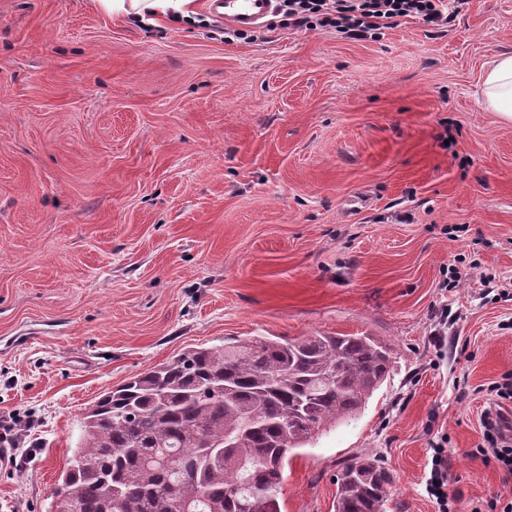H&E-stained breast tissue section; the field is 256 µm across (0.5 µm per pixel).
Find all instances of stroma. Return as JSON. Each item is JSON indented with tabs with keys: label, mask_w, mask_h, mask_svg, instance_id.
Wrapping results in <instances>:
<instances>
[{
	"label": "stroma",
	"mask_w": 512,
	"mask_h": 512,
	"mask_svg": "<svg viewBox=\"0 0 512 512\" xmlns=\"http://www.w3.org/2000/svg\"><path fill=\"white\" fill-rule=\"evenodd\" d=\"M116 20L94 0H0V512H48L87 408L192 347L369 334L394 367L365 409L296 449L284 512H334L369 455L389 512L512 502L478 455L486 388L512 374V123L483 74L512 0L373 38ZM462 278L444 290L449 268ZM431 457V468L426 480V492L435 499L439 512H451V503L448 496V461L445 456V448L442 444L435 443ZM441 491V495H438Z\"/></svg>",
	"instance_id": "obj_1"
}]
</instances>
